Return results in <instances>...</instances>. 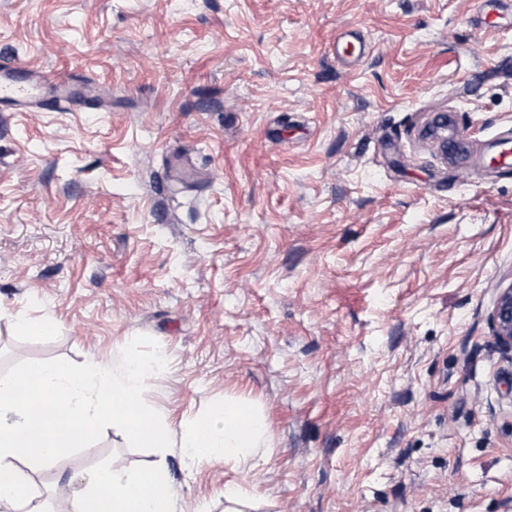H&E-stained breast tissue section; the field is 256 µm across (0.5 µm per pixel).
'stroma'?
Listing matches in <instances>:
<instances>
[{
	"mask_svg": "<svg viewBox=\"0 0 512 512\" xmlns=\"http://www.w3.org/2000/svg\"><path fill=\"white\" fill-rule=\"evenodd\" d=\"M0 64L105 92L0 112V371L157 358L145 404L239 399L271 435L245 472L106 423L36 497L161 462L175 512L229 485L242 512H506L512 30L473 0H0ZM491 323L496 345L512 358V285L499 292Z\"/></svg>",
	"mask_w": 512,
	"mask_h": 512,
	"instance_id": "stroma-1",
	"label": "stroma"
}]
</instances>
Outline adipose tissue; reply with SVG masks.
Instances as JSON below:
<instances>
[{"label":"adipose tissue","mask_w":512,"mask_h":512,"mask_svg":"<svg viewBox=\"0 0 512 512\" xmlns=\"http://www.w3.org/2000/svg\"><path fill=\"white\" fill-rule=\"evenodd\" d=\"M151 361L112 371L92 357L82 365L35 364L20 373H0V507L45 512L35 503L30 468L62 467L101 424L120 422L126 437L149 448L167 447L172 423L167 413L142 405L139 395L154 374ZM270 441L256 408L240 401L199 416L180 446L192 462L223 458L254 469ZM74 503L57 512H174L176 492L163 465L128 474L111 466L88 473Z\"/></svg>","instance_id":"adipose-tissue-1"}]
</instances>
